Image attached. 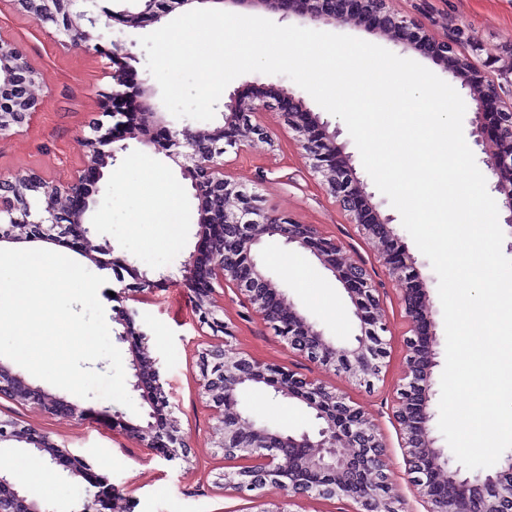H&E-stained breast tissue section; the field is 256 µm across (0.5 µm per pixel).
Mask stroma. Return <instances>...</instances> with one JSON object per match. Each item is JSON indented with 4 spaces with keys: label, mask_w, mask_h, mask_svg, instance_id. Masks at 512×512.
I'll list each match as a JSON object with an SVG mask.
<instances>
[{
    "label": "stroma",
    "mask_w": 512,
    "mask_h": 512,
    "mask_svg": "<svg viewBox=\"0 0 512 512\" xmlns=\"http://www.w3.org/2000/svg\"><path fill=\"white\" fill-rule=\"evenodd\" d=\"M389 6L396 12L419 17L438 40L450 36L455 28L465 29L468 42L459 47V55L481 65L495 81L501 96L512 99V0H430L423 13L418 10V0H389ZM335 31L404 54L438 77L447 75L445 62L429 54L402 50L391 37L355 22L336 25ZM0 36L18 44L41 72L42 93L48 98L46 107L20 135L0 142V171L33 169L53 182L67 180L83 164V139L90 135L92 123L100 122L107 127L113 124L111 117L98 110L99 93L111 90L113 84L112 45L105 38L95 50L62 48L10 0H0ZM230 87L252 92L255 99L273 104L291 95L305 97L303 89L284 75L250 72L234 79ZM321 118L340 128L338 140L350 153L358 177L367 192L373 193L380 212L393 216L399 245L414 257L427 281L437 325L432 379L440 381L446 361V337L438 278L401 219L394 217L389 199L377 192L355 142L341 128V119L326 111ZM266 121L275 133L273 142L257 141L240 152L228 149L223 156L224 173L228 179L257 190L265 211L285 212L298 223L316 226L323 234L336 238L351 257L363 261L377 279L383 280L384 313L393 331L384 379L369 389L290 353L273 329L250 316L228 287L218 288L216 298L224 305L222 318L231 328L232 338L199 325L196 294L183 284L180 272L181 261L200 242L199 227L193 217L195 201L189 181L183 179L178 163L169 155V131L185 126L186 121L170 115L165 124L151 130L152 146L129 140L127 150L119 153L113 165L104 168L90 231L93 240L110 241L114 256L127 261L126 266L99 271L105 284L99 289L98 298L110 320L109 332L116 335L115 345L123 360H130L131 343L119 339L121 327L113 321L122 302L111 296L119 285H128L135 296L133 306L139 312L135 326L149 336L148 344L159 359L161 380L173 415L191 440V462L153 456L139 448L125 428L126 422H138V415L110 400L84 399L86 414L82 420L73 421L49 417L0 398V418L47 433L59 447L83 456L95 474L106 476L120 489L123 512H252L248 496L224 495L214 484L225 461L222 451L210 444L215 420L200 395L196 367L198 350L205 343L214 342L223 345L228 356L242 352L262 361L280 362L319 377L346 393L380 427L394 462L387 473L389 484L395 492L409 497L411 512H424L423 506L410 498L404 450L386 404L406 366L402 343L406 323L399 290L387 280L372 246L359 236L357 228L318 180L309 175L278 112L267 113ZM161 184L174 188L180 198L179 222L173 229L164 224V202L156 196V188ZM264 253L270 275L309 319L318 322L334 341L344 342L352 337L357 320L349 298L310 252L271 241ZM295 267L308 268L310 278L302 282L293 278L290 271ZM134 268L155 280V287L137 284L130 274ZM242 405L257 421L272 426L296 431L314 426L305 408L274 397L263 386L247 391ZM22 469L18 483L43 512H76L87 494V480L69 475L63 467L49 464Z\"/></svg>",
    "instance_id": "35a3bbf8"
}]
</instances>
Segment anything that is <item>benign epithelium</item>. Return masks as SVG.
I'll use <instances>...</instances> for the list:
<instances>
[{
  "label": "benign epithelium",
  "instance_id": "benign-epithelium-1",
  "mask_svg": "<svg viewBox=\"0 0 512 512\" xmlns=\"http://www.w3.org/2000/svg\"><path fill=\"white\" fill-rule=\"evenodd\" d=\"M97 5L98 0H14L38 24L50 21L56 33L64 35L59 45L68 49H92L102 38L97 33L105 16L127 28H138L144 20L162 23L176 9L207 3L230 8L275 12L286 18L300 17L315 28L336 25L347 19L371 22L373 29L397 34V41L411 49V38L419 36L431 42L436 57H456L453 78L461 81L463 101L476 103L470 135L478 145L487 138L482 105L492 99L498 105V127L494 149L485 152L483 164L497 177L494 191L502 195L500 206L508 212L505 223L512 224V103L500 101L497 87L486 80L467 60L457 56L455 44L436 41L417 19L389 10L387 0H136L139 11H75L78 2ZM112 73L116 88L100 94L99 109L111 112L110 103L134 95L140 112L138 125L125 128L120 136L112 129L96 125L86 138L83 167L64 183L47 181L39 172H0V225H22V231H0V241H53L67 238L92 262L103 269L107 263L99 255L113 252L109 241L94 243L86 227L88 213L96 201L87 188L88 175L103 176V168L114 164L117 153L126 149L122 141L131 138L152 144L150 128L165 120L152 102V88L140 86L131 93L122 89V73L136 69L141 62L137 53L121 41L112 42ZM39 73L26 55L12 43L0 38V88L7 98L0 99V142L18 134L44 105L37 94ZM269 108L263 102L228 94L222 112L223 124L215 128L185 125L170 131V142L183 148L179 155L182 177L191 182L198 201L199 224L205 240L204 256L192 252L181 263L183 281L197 288L202 319L216 328L213 285L222 283L234 289L248 312L271 324L288 350L309 363L334 368L349 379L374 386L382 378L389 356V331L381 307L383 295L366 264L346 255L336 240L320 233L311 224H298L284 215L272 216L257 204V194L224 175L226 147L242 150L254 139L272 140L271 130L262 117ZM283 124L292 132L306 166L318 178L325 192L347 213L359 232L374 245L388 278L396 283L404 310L407 331L404 346L408 361L403 383L390 400L389 415L401 436L409 484L426 505L425 512H473L472 501L480 503L478 512H512V456L506 468L484 478L461 476L460 469L448 467L441 448L434 446L429 410L434 367L436 324L429 303L427 281L408 253L394 251L392 218L384 216L372 203V195L354 176L351 158L337 142L339 131L312 112L301 97L288 98L281 106ZM112 145L105 150L103 146ZM278 237L288 245L308 250L339 282L354 307L359 333L346 345L334 343L317 322L310 320L280 289L259 256V246L267 238ZM136 312L119 309L113 321L123 327L122 340L136 336L131 347L132 390L139 406H148L145 424L124 422L127 431L141 448L166 458L189 461L190 440L180 433L167 411L169 402L160 381L158 358L146 345V334L134 333ZM198 368L202 397L217 419L219 436L214 447L246 465L221 475L226 495L253 493L256 512H293L291 507L304 499H346L348 512H405L399 496H383L384 471L393 465L383 435L364 412L351 404L345 394L324 382L280 363L259 361L245 354L224 356V348L212 344L199 353ZM255 384H263L274 396L299 403L310 411L316 428L301 433L273 429L252 418L241 406L243 393ZM0 397L32 406L42 413L64 415L79 421L86 409L76 401L49 393L29 383L22 375L0 364ZM16 441L49 457L74 475H82L87 465L69 450L58 447L50 436L28 435L15 423L0 422V443ZM354 449L346 455L341 448ZM95 491L88 493L77 512H100L102 498L117 500L120 491L103 477L91 480ZM280 489L279 502L268 507L264 489ZM0 512H42L39 504L21 491L13 473L0 469Z\"/></svg>",
  "mask_w": 512,
  "mask_h": 512
}]
</instances>
